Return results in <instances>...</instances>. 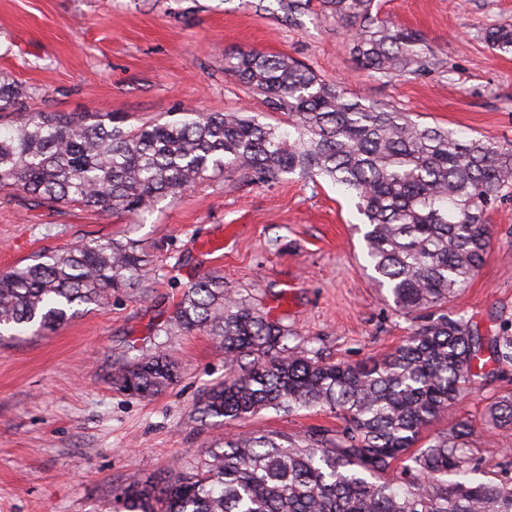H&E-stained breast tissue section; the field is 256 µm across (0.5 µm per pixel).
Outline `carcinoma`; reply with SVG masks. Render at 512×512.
<instances>
[{
	"instance_id": "obj_1",
	"label": "carcinoma",
	"mask_w": 512,
	"mask_h": 512,
	"mask_svg": "<svg viewBox=\"0 0 512 512\" xmlns=\"http://www.w3.org/2000/svg\"><path fill=\"white\" fill-rule=\"evenodd\" d=\"M311 2L278 5L292 18ZM322 5L353 31L357 66L395 77L428 65L421 35L380 18L374 0ZM485 39L509 52L512 26L492 27ZM224 71L287 115L289 130L247 112H191L128 129L110 112L35 111L22 87L1 79L0 190L36 207L139 218L211 172L254 183L318 176L356 200L373 279L416 326L369 365L324 362L288 346V327L224 287V278H199L156 333L204 331L220 340L224 381L196 403L200 419L222 425L267 408L316 409L340 425L311 429L300 444L258 431L227 439L191 467L114 489L120 512H512L511 480L473 478L467 419L415 448L472 382L512 365V323L486 338L465 314L448 312L485 261L484 216L512 188V144L365 105L285 54L237 50ZM147 265L136 241L100 237L1 273L0 339L54 330L140 287ZM177 378L176 360L159 344L119 362L112 383L145 398ZM486 418L511 429L512 392L490 403Z\"/></svg>"
}]
</instances>
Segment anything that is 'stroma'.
I'll list each match as a JSON object with an SVG mask.
<instances>
[{"mask_svg": "<svg viewBox=\"0 0 512 512\" xmlns=\"http://www.w3.org/2000/svg\"><path fill=\"white\" fill-rule=\"evenodd\" d=\"M381 16L419 31L436 67L382 78L354 64L341 21L291 20L277 0H0V77L45 112H112L134 127L176 112L245 111L286 125L263 96L224 72L228 51L288 54L348 97L408 113L419 123L512 144V52L487 28L512 25V0H381ZM487 260L448 308L482 334L512 321V192L486 215ZM353 202L323 179L289 174L255 184L241 174L206 179L143 223L104 220L75 207H34L0 192V272L32 256L99 236L139 240L153 272L134 296L22 342L0 341V512H113L112 491L193 463L212 440L251 430L301 438L335 428L333 414L261 411L221 427L198 420L203 391L223 380L224 351L205 332L165 339L177 381L151 399L112 384L115 364L151 353L184 288L220 275L293 331L292 344L328 362L367 363L409 336L413 322L365 267ZM224 232L219 256L200 240ZM512 391V367L478 381L458 405L477 431L481 476L512 461V429L486 425V408Z\"/></svg>", "mask_w": 512, "mask_h": 512, "instance_id": "stroma-1", "label": "stroma"}]
</instances>
